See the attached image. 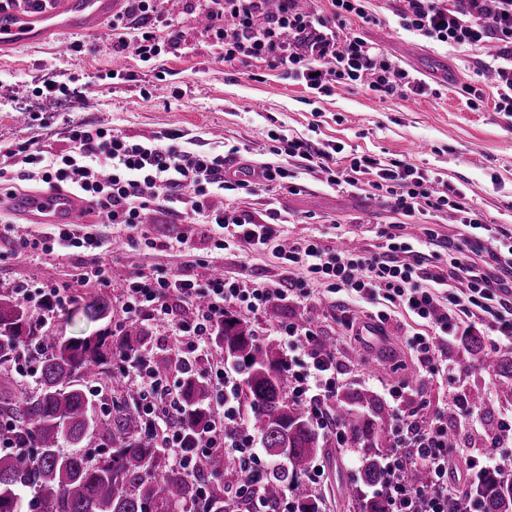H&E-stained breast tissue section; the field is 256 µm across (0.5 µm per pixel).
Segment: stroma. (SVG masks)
Returning a JSON list of instances; mask_svg holds the SVG:
<instances>
[{
	"instance_id": "obj_1",
	"label": "stroma",
	"mask_w": 512,
	"mask_h": 512,
	"mask_svg": "<svg viewBox=\"0 0 512 512\" xmlns=\"http://www.w3.org/2000/svg\"><path fill=\"white\" fill-rule=\"evenodd\" d=\"M396 0H363L370 22L353 19L352 32L384 48L393 65L414 73L438 88L439 97L401 99L337 86L326 93L289 78L286 70L262 62L243 66L227 63L199 22L200 9L189 0H164L162 11L182 33L178 51L145 63L129 55L123 59L121 78L106 74L114 67L112 46L105 33H69L50 36L11 51L0 50V147L26 140L63 149L55 133L72 120L105 124L135 136L159 131L188 134L195 149L240 151L241 163L258 166L269 135L285 133L320 142L341 144L345 152L407 161L440 173L452 189L463 192L490 224L512 226V117L493 109V83L488 72L496 44L453 47L411 34L397 23ZM82 43L81 51L61 52V42ZM77 76L80 99L46 101L34 90L42 80ZM471 84L482 89L484 101L472 110L459 90ZM297 191L268 196L241 195L238 206L255 220L268 207L286 217L279 230L294 240L311 235L334 247L377 250L389 225L397 223L388 202L365 191L327 187L319 175L299 169ZM184 224L171 216L129 230L96 225L98 233L121 236L120 247L103 254L113 285L124 284L132 268L126 253L139 255L140 265L160 273L183 268L184 259L173 251L147 248L144 237L165 238L183 232ZM77 254L52 258L18 255L0 243V290L45 282L68 285L71 302L58 314L54 329L67 338L95 336L107 320L84 316L98 289L74 279ZM213 265L229 278H265L287 281L295 270L268 254L245 248L216 252ZM308 301L272 305L252 319L265 344L277 345L269 331L290 319L308 315ZM409 318L392 316L386 323L388 349L375 352L362 337L352 334L329 313H321L315 329L325 342L336 344L346 375L340 390L369 388L385 395L393 387H409L402 409L430 422L447 413L453 394L467 406H494L499 426L512 425V404L499 403L492 376L473 366L460 384L428 375L415 353L405 346L402 332ZM348 441L329 436L315 463L322 473L324 512H348L347 492L356 483L359 454L349 452Z\"/></svg>"
}]
</instances>
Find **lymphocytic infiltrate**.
I'll list each match as a JSON object with an SVG mask.
<instances>
[{
    "instance_id": "lymphocytic-infiltrate-1",
    "label": "lymphocytic infiltrate",
    "mask_w": 512,
    "mask_h": 512,
    "mask_svg": "<svg viewBox=\"0 0 512 512\" xmlns=\"http://www.w3.org/2000/svg\"><path fill=\"white\" fill-rule=\"evenodd\" d=\"M266 0H208L206 30L222 47L225 61L249 65L262 61L284 68L293 80L325 93L332 84L387 96L432 95L431 85L408 70L393 66L384 50L349 31L351 18L366 19L362 0H329V12L297 10L295 0H280L278 14L263 12ZM399 26L434 42L477 46L495 42L497 53L489 67L496 91L494 108L512 112V0H400ZM107 37L115 53L133 51L147 62L172 53L181 34L163 21L160 0H126L112 16ZM65 149L54 152L35 143L0 150V181L44 183L68 189L93 202L101 223L136 228L147 211L208 224L224 237L213 244L223 249L232 241L249 251H270L300 271L288 284H246L215 270L203 276L147 274L135 271L118 298L124 321L165 325L187 371L212 387L211 417L196 447L186 445L179 421L178 390L159 375L152 362L136 354L119 355L120 378L138 389L154 411L155 400L165 403L157 420L160 446L188 475H195L198 457L219 453L238 461L248 475L271 469L249 435H229L226 421L242 420L241 383L235 369L215 361L198 362L213 347V336L225 315L257 313L266 305L306 297L305 275L325 280L329 292L343 291L377 305L379 323L390 320L391 309L403 310L414 327L406 342L421 365L434 369L440 344L460 329L481 326L496 343L512 345V229L485 224L461 192L445 191L437 172L402 160H382L366 154H344L342 146L276 134L268 148L271 161L259 168L229 170L233 152L192 151L178 144L177 134L129 136L112 128L74 122L60 132ZM323 174L327 186L345 190L369 187L387 199L393 212L405 218L434 212H453L464 228L444 270L419 246L387 235L379 251L367 253L323 247L313 237L283 244L273 231L282 223L280 211L270 209L268 223L256 222L233 201L236 191L272 195L290 188V162ZM223 207L212 208L213 196ZM0 238L10 239L15 252L47 256L81 249L90 258L80 268V281L107 286L111 275L100 262L111 251V239L82 231L77 224H57L46 235L17 234L9 216L0 213ZM486 244L488 257L472 258L474 246ZM457 289H450V282ZM17 296L39 309L37 320L47 330L57 312L71 301L68 287L48 284L20 288ZM278 335L286 351L294 352L287 368L288 386L316 421L338 389L341 364L337 349L325 346L315 332L291 323ZM397 436L384 458L385 478L379 487L391 512H448V501L460 493L453 481L451 461L456 453L448 443V424L436 416L427 426L414 427L402 410H395ZM424 466L431 490L404 482L408 464Z\"/></svg>"
}]
</instances>
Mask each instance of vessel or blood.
<instances>
[{"label": "vessel or blood", "mask_w": 512, "mask_h": 512, "mask_svg": "<svg viewBox=\"0 0 512 512\" xmlns=\"http://www.w3.org/2000/svg\"><path fill=\"white\" fill-rule=\"evenodd\" d=\"M119 6L120 0H48L47 7L37 12L33 26L24 23L19 9L0 8V49L50 33L102 31ZM19 206L34 223L71 224L79 220L86 203L73 193L52 189L20 201Z\"/></svg>", "instance_id": "1"}]
</instances>
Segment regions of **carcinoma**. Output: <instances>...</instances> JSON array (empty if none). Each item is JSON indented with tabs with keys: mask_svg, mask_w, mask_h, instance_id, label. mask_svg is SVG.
<instances>
[{
	"mask_svg": "<svg viewBox=\"0 0 512 512\" xmlns=\"http://www.w3.org/2000/svg\"><path fill=\"white\" fill-rule=\"evenodd\" d=\"M112 313V291L100 294L90 315ZM145 330L128 324L119 336L101 333L83 339L49 335L15 295L0 296V366L30 346L41 351L36 389L14 399L0 390V413L13 417L15 450L0 455V512H18L19 495L29 496L31 512H251L246 502L224 498V479L239 478L234 463L220 453L198 461L196 477L176 467L158 448L156 431L128 403L97 414L95 395L86 380L112 366L116 352L134 353L145 344ZM483 369L497 380V397L512 401V346L486 344L484 337H466ZM218 348L243 374L251 419L263 448L284 462L282 477L263 478L257 487L264 500L276 504L289 491L300 512H321L318 499L303 479L313 458L325 447L305 407L288 397L285 357L261 342L251 318L224 316L215 336ZM209 387L193 374L182 376L181 421L189 429L204 426L209 417ZM334 423L349 434L362 456L361 485L351 488L352 512H388L387 501L373 488L383 477L385 450L392 445L388 429L392 410L371 390L336 395L331 403ZM106 442L101 457L85 448L92 438ZM209 481L207 495L196 484ZM477 512H512V464L484 474L479 482L448 504V512L463 505Z\"/></svg>",
	"mask_w": 512,
	"mask_h": 512,
	"instance_id": "cac0c4a2",
	"label": "carcinoma"
}]
</instances>
